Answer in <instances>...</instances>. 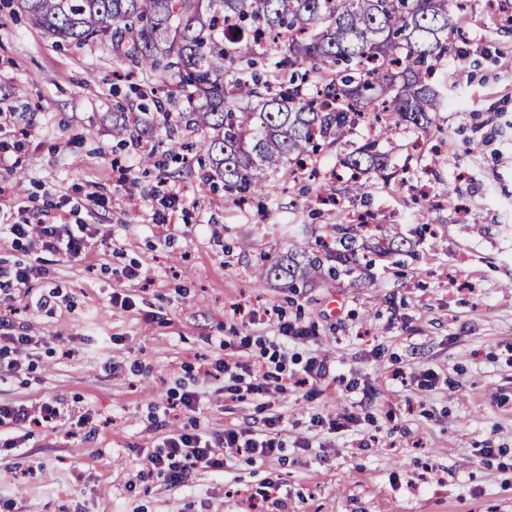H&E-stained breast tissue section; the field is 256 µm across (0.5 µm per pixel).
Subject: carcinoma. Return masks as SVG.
Listing matches in <instances>:
<instances>
[{
    "label": "carcinoma",
    "instance_id": "1",
    "mask_svg": "<svg viewBox=\"0 0 512 512\" xmlns=\"http://www.w3.org/2000/svg\"><path fill=\"white\" fill-rule=\"evenodd\" d=\"M44 34L84 43L108 37L146 73L169 69L204 101L179 123L208 128L206 153L229 192H246L322 146L341 162L388 169L377 141L355 146V117L381 132L398 119L425 132L447 101L428 80L459 36L468 0H13ZM359 224L334 227L324 252H291L259 266L289 287L353 273ZM333 259L327 266L324 260Z\"/></svg>",
    "mask_w": 512,
    "mask_h": 512
}]
</instances>
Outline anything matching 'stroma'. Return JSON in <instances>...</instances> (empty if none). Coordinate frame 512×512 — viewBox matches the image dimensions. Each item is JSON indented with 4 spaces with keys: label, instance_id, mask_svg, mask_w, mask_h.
I'll list each match as a JSON object with an SVG mask.
<instances>
[{
    "label": "stroma",
    "instance_id": "35a3bbf8",
    "mask_svg": "<svg viewBox=\"0 0 512 512\" xmlns=\"http://www.w3.org/2000/svg\"><path fill=\"white\" fill-rule=\"evenodd\" d=\"M459 25L436 74L447 106L428 132L383 136L359 118L353 141L378 140L393 173L371 177L367 202L348 198L331 148L317 176L283 167L241 203L200 176L206 130L113 137V113L132 121L158 100L186 111L169 75L0 10V147L12 163L0 222L90 233L82 258L0 237L1 283L39 269L0 297V318L40 339L21 372L0 371V402L50 400L61 413L23 448L0 447V512H245L270 478L279 490L264 512H512V0H470ZM173 187L181 201L163 224ZM363 219L412 240L414 259L295 291L255 276L263 256ZM282 320L310 338H280ZM227 341L267 368L317 358L329 374L237 400L204 373ZM186 391L196 411L171 407ZM272 410L288 426L277 455L196 468L179 489L141 478L170 429L258 430ZM316 415L353 421L334 431Z\"/></svg>",
    "mask_w": 512,
    "mask_h": 512
}]
</instances>
